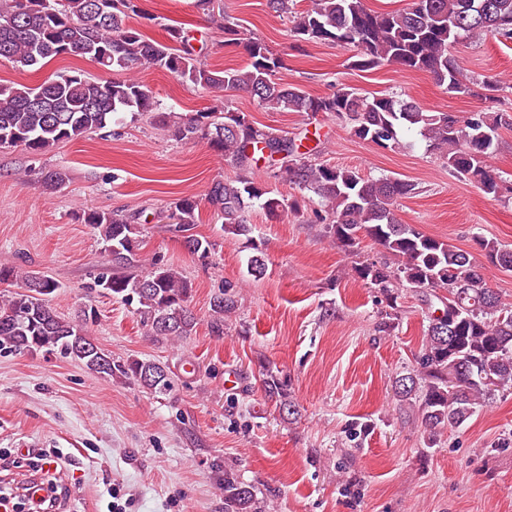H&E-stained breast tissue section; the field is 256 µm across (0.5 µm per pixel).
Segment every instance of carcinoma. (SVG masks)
<instances>
[{"label":"carcinoma","mask_w":512,"mask_h":512,"mask_svg":"<svg viewBox=\"0 0 512 512\" xmlns=\"http://www.w3.org/2000/svg\"><path fill=\"white\" fill-rule=\"evenodd\" d=\"M138 0H0V60L34 67L63 54L81 56L104 71L142 67L165 70L222 98L228 90H244L272 111L324 113L350 126L355 137L381 149H398L399 134L414 127L427 151L448 170L477 185L485 194H512L497 180L488 163L501 129H512V113L478 110L459 117L434 112L397 95L362 96L340 87L327 96H313L278 78L284 58L260 38L245 35L239 25L221 16L224 43L242 45L245 66L209 69L198 59L192 37L182 27H169L170 43L145 37L127 24L138 15ZM295 9V0H268L277 14L291 15L290 35L298 42H335L355 49L351 66L370 70L394 65L422 72L448 93L498 100L496 80H478L464 72L450 46L460 35L512 38V0H411L403 10L379 13L366 0H309ZM154 109L151 89L136 78L94 80L82 73L60 74L29 87L0 85V148L22 147L43 153L65 140L103 130L116 114H143ZM179 140L205 139L209 148L240 171L237 178L214 182L206 200L222 219L224 233L249 236L247 213L255 205L271 217L300 214L296 199L277 195L253 171L262 159L277 165L275 177L319 199L314 221L348 254L358 253L361 237L381 245L385 262L356 261L357 277L383 295L387 307L398 308L399 289L411 288L431 310L425 341L416 357L417 370L396 379L400 401L411 405L429 437L468 421L495 393L512 389V305L502 302L485 278V267L473 254L427 235L396 214L397 199L415 193L416 185L387 176L364 177L300 151V145L272 127H259L243 112L229 107L196 112L173 122ZM68 180L63 168L44 175L54 191ZM84 223L98 233L112 256V272L101 273L95 286L115 299L136 301L143 323L157 336L192 335L197 318L187 302L191 284L171 266L143 258V241L132 217L85 212ZM168 219L187 249L206 259L214 243L191 234L199 221V203L182 197L171 203ZM487 261L512 272V249L495 241L476 240ZM248 269L262 278L265 253L252 243ZM10 288L0 301V352L21 354L45 350L81 361L89 370L110 377L117 372L154 393L172 389L167 371L151 361H113L101 350L85 348L83 325L61 317L49 296L58 288L52 278L20 274L0 264V286ZM234 285L224 284L210 301L211 331L224 333V323L238 308ZM262 388L278 410L293 408L287 384L265 374ZM224 512H262L252 486L234 470L224 469Z\"/></svg>","instance_id":"obj_1"}]
</instances>
